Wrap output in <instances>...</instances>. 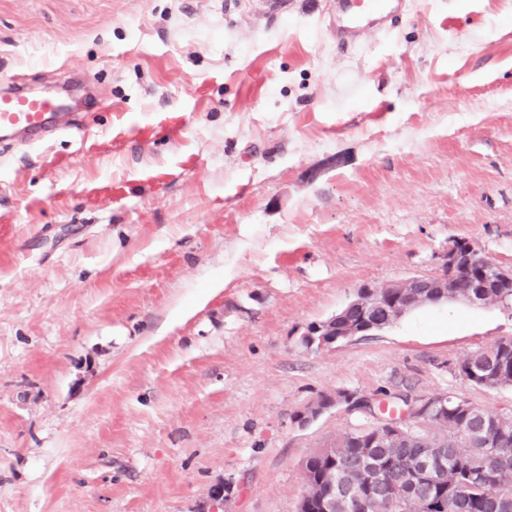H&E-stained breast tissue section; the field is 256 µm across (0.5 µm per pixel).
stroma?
<instances>
[{"instance_id": "stroma-1", "label": "stroma", "mask_w": 512, "mask_h": 512, "mask_svg": "<svg viewBox=\"0 0 512 512\" xmlns=\"http://www.w3.org/2000/svg\"><path fill=\"white\" fill-rule=\"evenodd\" d=\"M336 0H0V92L86 138L0 158V512H296L338 389L455 395L512 310L451 300L304 345L466 241L512 270V0H405L345 50Z\"/></svg>"}]
</instances>
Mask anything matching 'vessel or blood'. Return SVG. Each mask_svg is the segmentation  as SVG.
Wrapping results in <instances>:
<instances>
[{"mask_svg": "<svg viewBox=\"0 0 512 512\" xmlns=\"http://www.w3.org/2000/svg\"><path fill=\"white\" fill-rule=\"evenodd\" d=\"M336 38L345 47L358 44L363 33L375 31L396 19L394 0H337ZM82 115L68 111L56 97H34L20 78L10 91L0 94V144L20 146L30 138L48 141L59 134L84 132Z\"/></svg>", "mask_w": 512, "mask_h": 512, "instance_id": "1", "label": "vessel or blood"}]
</instances>
